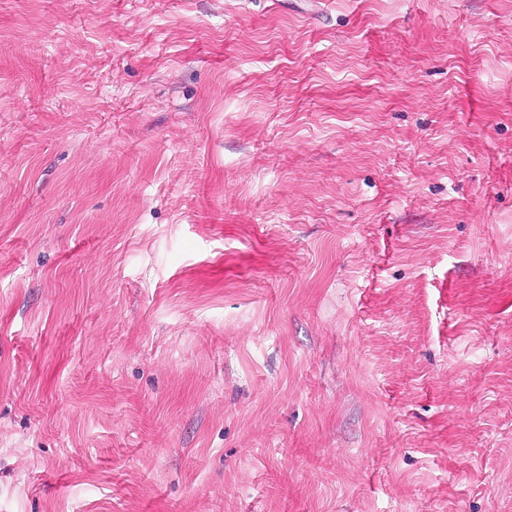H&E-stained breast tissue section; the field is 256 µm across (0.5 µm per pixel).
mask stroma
Here are the masks:
<instances>
[{"instance_id":"obj_1","label":"stroma","mask_w":512,"mask_h":512,"mask_svg":"<svg viewBox=\"0 0 512 512\" xmlns=\"http://www.w3.org/2000/svg\"><path fill=\"white\" fill-rule=\"evenodd\" d=\"M0 512H512V0H0Z\"/></svg>"}]
</instances>
